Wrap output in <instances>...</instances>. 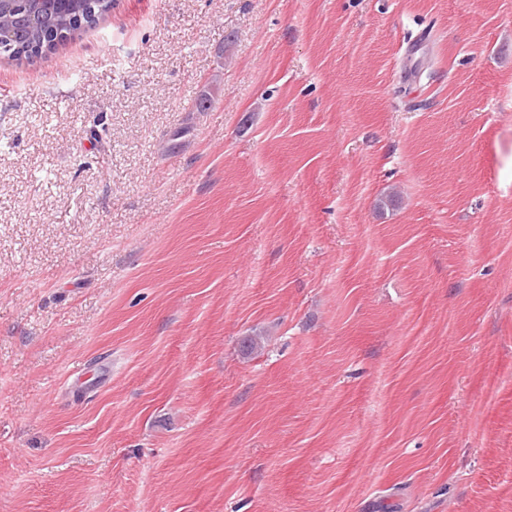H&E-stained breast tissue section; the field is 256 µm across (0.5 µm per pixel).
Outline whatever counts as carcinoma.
I'll use <instances>...</instances> for the list:
<instances>
[{"instance_id":"obj_1","label":"carcinoma","mask_w":512,"mask_h":512,"mask_svg":"<svg viewBox=\"0 0 512 512\" xmlns=\"http://www.w3.org/2000/svg\"><path fill=\"white\" fill-rule=\"evenodd\" d=\"M112 9V0H17L8 19L12 36L0 41V55L31 61L86 24L92 26Z\"/></svg>"}]
</instances>
